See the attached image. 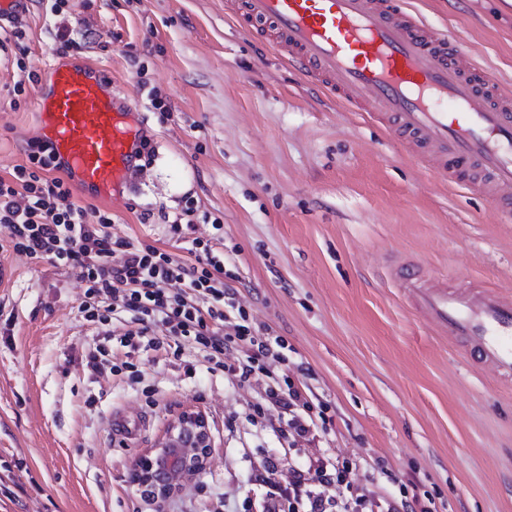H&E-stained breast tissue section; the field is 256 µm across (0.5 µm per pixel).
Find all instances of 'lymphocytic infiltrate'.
<instances>
[{
  "label": "lymphocytic infiltrate",
  "instance_id": "obj_1",
  "mask_svg": "<svg viewBox=\"0 0 512 512\" xmlns=\"http://www.w3.org/2000/svg\"><path fill=\"white\" fill-rule=\"evenodd\" d=\"M61 168L46 145L33 140L26 163L14 166L9 178L0 177V227L8 232L10 248L74 271L84 285L79 311L85 320L108 326L130 315L140 326L139 336L149 337L152 346L193 342L219 367L226 350L244 349L239 378L248 380L281 339L235 306L224 281L221 218L211 221L212 238H188L197 209L193 200H185L169 232L190 239L194 261L188 264L158 247L113 237L111 213L90 212L73 202L70 187L57 175ZM266 401L287 413L296 436L317 428L319 415L313 414L303 385L292 379L270 389ZM326 468L325 459L318 458L295 471L287 488L265 495L262 512H415L405 497L355 510L348 495V462L336 463L332 482Z\"/></svg>",
  "mask_w": 512,
  "mask_h": 512
}]
</instances>
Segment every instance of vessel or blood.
<instances>
[{"label": "vessel or blood", "instance_id": "obj_1", "mask_svg": "<svg viewBox=\"0 0 512 512\" xmlns=\"http://www.w3.org/2000/svg\"><path fill=\"white\" fill-rule=\"evenodd\" d=\"M253 32L336 99L376 116L417 163L512 213V96L451 36L405 19L400 0H232ZM30 0H0V28L26 17ZM39 97L40 139L75 183L110 196L136 168L135 114L108 78L84 63H54ZM401 285L443 333L512 377V298L488 289Z\"/></svg>", "mask_w": 512, "mask_h": 512}]
</instances>
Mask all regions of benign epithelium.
Masks as SVG:
<instances>
[{"instance_id":"1","label":"benign epithelium","mask_w":512,"mask_h":512,"mask_svg":"<svg viewBox=\"0 0 512 512\" xmlns=\"http://www.w3.org/2000/svg\"><path fill=\"white\" fill-rule=\"evenodd\" d=\"M210 437L203 414L186 411L147 453L138 456L134 483L156 501H164L191 481L209 458Z\"/></svg>"}]
</instances>
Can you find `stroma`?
I'll return each instance as SVG.
<instances>
[{
  "mask_svg": "<svg viewBox=\"0 0 512 512\" xmlns=\"http://www.w3.org/2000/svg\"><path fill=\"white\" fill-rule=\"evenodd\" d=\"M32 0L21 42L45 74L57 35L86 32L76 52L102 69L135 110L153 147L119 197L73 188L82 206L111 212L114 236L183 261L162 217L184 198L223 220L225 281L255 322L288 350L265 373L239 381L205 352H117L141 378L89 371L101 343L78 311L82 284L48 261L0 251V512H260L265 465L287 485L294 467L341 456L355 488L407 492L431 512H512V379L467 363L464 347L412 305L395 268L425 283L478 284L512 297V220L471 188L416 166L384 126L326 97L255 33L224 13V0ZM512 94V0H410ZM14 52L0 56V176L25 163L39 124V86L13 105ZM172 116L159 120L152 93ZM302 381L327 422L307 437L269 407L268 374ZM158 404H151L150 393ZM208 423V462L164 502L142 498L136 458L183 412ZM136 421L116 434V414ZM384 458L389 476L368 463ZM273 481V482H274Z\"/></svg>",
  "mask_w": 512,
  "mask_h": 512,
  "instance_id": "stroma-1",
  "label": "stroma"
}]
</instances>
